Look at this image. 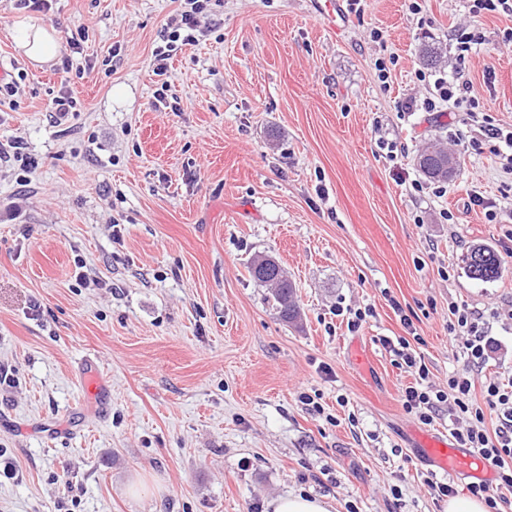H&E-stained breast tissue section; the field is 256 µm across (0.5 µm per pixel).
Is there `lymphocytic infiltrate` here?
Segmentation results:
<instances>
[{
  "label": "lymphocytic infiltrate",
  "instance_id": "f902f5d3",
  "mask_svg": "<svg viewBox=\"0 0 512 512\" xmlns=\"http://www.w3.org/2000/svg\"><path fill=\"white\" fill-rule=\"evenodd\" d=\"M184 2L183 10L168 22L162 34L163 46L155 50L157 75L166 74V62L177 45H192L197 41L209 0ZM448 310L449 335L459 341L471 366L482 367L493 349L491 339L484 335L478 318L468 309L452 304ZM382 344L415 377L414 385L406 387L402 394L404 411L424 424L431 423L443 405L450 415L465 417L467 426L452 429V436L459 447L470 449L494 470L500 489L512 491V384L507 386L491 377L479 382L466 373L450 376L447 389H438L430 384V370L407 338L386 337ZM477 389L483 394L479 402L473 398ZM489 412L497 419L491 431L485 427V415Z\"/></svg>",
  "mask_w": 512,
  "mask_h": 512
}]
</instances>
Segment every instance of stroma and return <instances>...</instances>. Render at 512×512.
I'll use <instances>...</instances> for the list:
<instances>
[{
	"label": "stroma",
	"instance_id": "1",
	"mask_svg": "<svg viewBox=\"0 0 512 512\" xmlns=\"http://www.w3.org/2000/svg\"><path fill=\"white\" fill-rule=\"evenodd\" d=\"M180 10L52 0L39 21L63 42L88 35L66 71L24 57L30 13L0 0L16 84L0 150L39 161H0V462L16 472L0 479V512H266L290 489L336 512H444L418 448L449 434L448 414L425 425L404 411L414 378L381 339L407 336L409 316L430 382L446 386L469 369L448 334L457 304L500 342L479 376L512 373V170L481 130L512 131V15L364 0L331 27L316 0H211L205 37L161 77L153 52ZM462 27L481 34L462 103L399 111L450 76ZM428 44L439 65L423 63ZM165 80L177 110L156 103ZM63 91L76 113L58 125ZM433 139L460 162L440 185L417 166ZM476 243L504 257L498 280L466 276ZM258 255L287 270L295 322L251 277ZM347 307L369 310L358 329ZM88 363L108 416L83 391ZM137 477L152 495L128 493ZM77 102L67 92L63 91L59 96H56L52 100L51 118L54 119V123L63 124L67 121L70 115H74L72 112H76Z\"/></svg>",
	"mask_w": 512,
	"mask_h": 512
}]
</instances>
